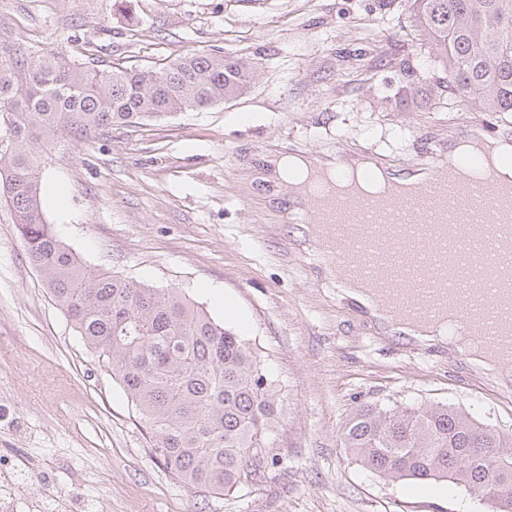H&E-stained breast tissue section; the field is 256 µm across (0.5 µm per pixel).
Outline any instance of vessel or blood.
<instances>
[{
    "instance_id": "vessel-or-blood-1",
    "label": "vessel or blood",
    "mask_w": 512,
    "mask_h": 512,
    "mask_svg": "<svg viewBox=\"0 0 512 512\" xmlns=\"http://www.w3.org/2000/svg\"><path fill=\"white\" fill-rule=\"evenodd\" d=\"M487 200L486 209L468 217L463 239L453 231L444 207L429 210L422 203L414 220L401 222L403 202L395 193L384 206L372 209L353 199L323 198L312 202L310 210L348 218V236L320 243L319 255L339 268L348 263L360 267L365 287L387 297L385 310L392 321L433 318L449 301L471 294L497 306L501 332L490 336L486 322L474 313L466 317V330L492 340L498 349L512 351V210L502 207L512 201V185L491 187ZM404 237L417 245L418 259L431 280L429 289L409 288L398 278L378 273L368 258L384 240Z\"/></svg>"
}]
</instances>
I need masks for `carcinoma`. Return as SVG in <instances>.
Instances as JSON below:
<instances>
[{
    "instance_id": "carcinoma-1",
    "label": "carcinoma",
    "mask_w": 512,
    "mask_h": 512,
    "mask_svg": "<svg viewBox=\"0 0 512 512\" xmlns=\"http://www.w3.org/2000/svg\"><path fill=\"white\" fill-rule=\"evenodd\" d=\"M456 99L512 112V0H407ZM403 97L431 79L402 67ZM249 64L219 49L161 71L77 63L62 52H0V202L12 209L27 257L150 430L153 448L183 482L230 492L269 466L281 416L272 381L248 343L176 288L159 289L87 269L45 218L41 172L57 137L83 143L117 125L233 99ZM342 441L381 477L448 481L512 512V435L451 404L364 402Z\"/></svg>"
}]
</instances>
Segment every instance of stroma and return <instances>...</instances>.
<instances>
[{
  "instance_id": "obj_1",
  "label": "stroma",
  "mask_w": 512,
  "mask_h": 512,
  "mask_svg": "<svg viewBox=\"0 0 512 512\" xmlns=\"http://www.w3.org/2000/svg\"><path fill=\"white\" fill-rule=\"evenodd\" d=\"M17 44L156 71L217 48L250 63L237 98L55 141L44 212L87 268L181 289L248 340L284 413L263 475L229 493L182 482L0 204V463L20 512H490L462 487L379 477L341 433L375 401L453 404L512 434V375L384 332L343 297L264 164L374 155L408 177L463 132L512 139V112L447 88L396 98L404 59L431 66L404 0H0V50Z\"/></svg>"
}]
</instances>
